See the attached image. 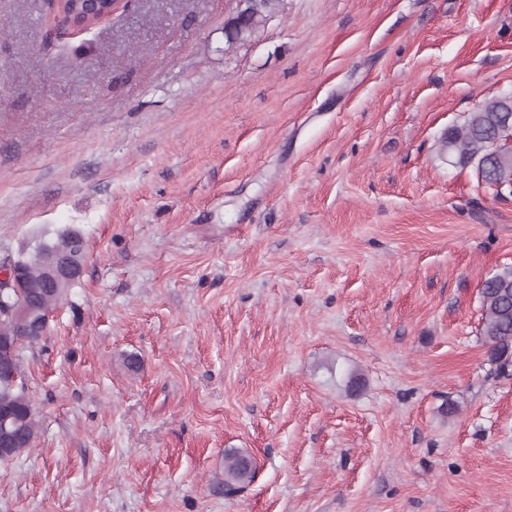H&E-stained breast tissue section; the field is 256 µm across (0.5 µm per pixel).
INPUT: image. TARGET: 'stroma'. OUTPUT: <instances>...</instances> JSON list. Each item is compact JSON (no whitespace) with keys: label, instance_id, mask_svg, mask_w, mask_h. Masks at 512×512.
<instances>
[{"label":"stroma","instance_id":"obj_1","mask_svg":"<svg viewBox=\"0 0 512 512\" xmlns=\"http://www.w3.org/2000/svg\"><path fill=\"white\" fill-rule=\"evenodd\" d=\"M236 6L61 35L0 0V262L86 243L20 350L38 435L0 512H512L479 334L512 193L440 146L512 94V0H282L228 51ZM228 448L257 464L234 497Z\"/></svg>","mask_w":512,"mask_h":512}]
</instances>
